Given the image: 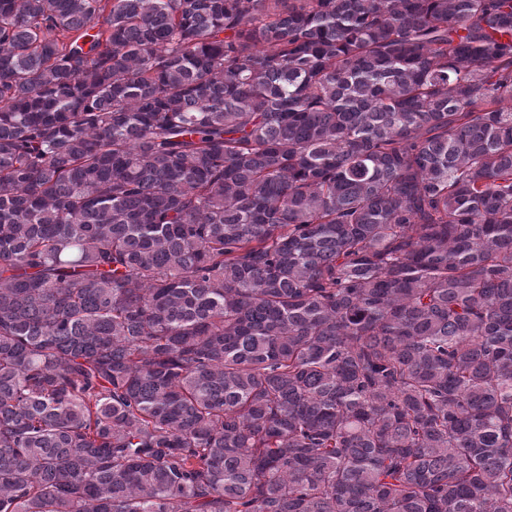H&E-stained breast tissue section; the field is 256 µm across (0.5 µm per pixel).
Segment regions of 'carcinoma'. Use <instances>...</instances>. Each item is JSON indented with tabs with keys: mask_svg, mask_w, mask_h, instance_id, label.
I'll use <instances>...</instances> for the list:
<instances>
[{
	"mask_svg": "<svg viewBox=\"0 0 512 512\" xmlns=\"http://www.w3.org/2000/svg\"><path fill=\"white\" fill-rule=\"evenodd\" d=\"M0 512H512V0H0Z\"/></svg>",
	"mask_w": 512,
	"mask_h": 512,
	"instance_id": "cac0c4a2",
	"label": "carcinoma"
}]
</instances>
